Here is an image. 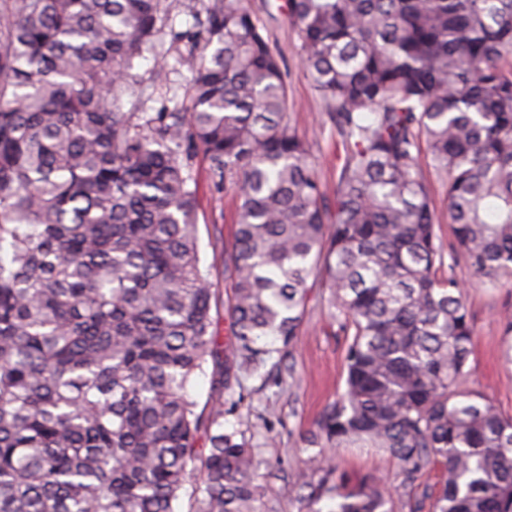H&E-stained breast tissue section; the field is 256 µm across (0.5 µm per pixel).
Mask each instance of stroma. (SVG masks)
Instances as JSON below:
<instances>
[{
    "mask_svg": "<svg viewBox=\"0 0 512 512\" xmlns=\"http://www.w3.org/2000/svg\"><path fill=\"white\" fill-rule=\"evenodd\" d=\"M188 0H164L166 26L155 45L139 61V83L122 98L127 112H155L167 101L182 103L187 76L174 73L168 89H153L152 68L157 57L170 48L172 35L189 29ZM260 31L275 50L288 90L290 130L309 147L319 177L336 180V129L326 104L300 61V38L283 7L284 0H244ZM192 176L198 195V242L201 265L215 291L212 315L223 342H230L227 311L232 280L226 270L225 248L234 232L236 197L231 186H216L204 157H196ZM455 274L464 284L466 307L474 330V352L470 358L469 385L512 415V364L502 358V318L512 315V281L494 284L475 282L465 265ZM345 338L331 318L322 288H311L304 320L292 351L296 369L290 383H264L260 376L243 378L244 398L225 414V430L243 432L260 448L275 472L263 482L262 512H299L288 492L286 475L302 466L310 452L301 445V435L314 425L321 410L343 391ZM340 468L355 483L380 481L393 484L397 464L375 448H351L339 455Z\"/></svg>",
    "mask_w": 512,
    "mask_h": 512,
    "instance_id": "1",
    "label": "stroma"
}]
</instances>
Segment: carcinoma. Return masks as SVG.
<instances>
[{
	"label": "carcinoma",
	"mask_w": 512,
	"mask_h": 512,
	"mask_svg": "<svg viewBox=\"0 0 512 512\" xmlns=\"http://www.w3.org/2000/svg\"><path fill=\"white\" fill-rule=\"evenodd\" d=\"M2 4L0 512H261L270 464L224 431V391L293 377L316 284L349 340L344 390L301 438L318 452L288 476L301 512H512V417L467 386L453 273L512 275V0H285L343 150L331 187L286 128L278 56L243 0L189 7L170 112L120 104L161 0ZM198 152L238 190L230 359L200 268ZM209 364L204 413L189 386ZM338 448L388 453L394 493L347 487ZM422 166L430 184L431 195L436 207V214L440 225L439 234L441 235L445 251L448 254V248L455 245V241L445 207L442 182L437 178L432 168L428 165V159L424 154H422Z\"/></svg>",
	"instance_id": "1"
}]
</instances>
